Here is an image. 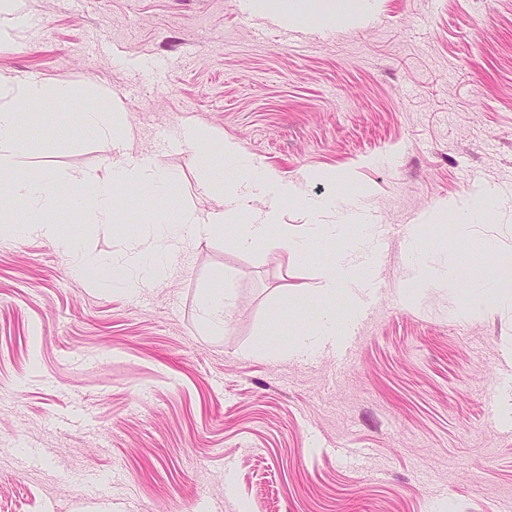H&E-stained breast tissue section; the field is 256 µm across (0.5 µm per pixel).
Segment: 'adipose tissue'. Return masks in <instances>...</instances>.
I'll return each mask as SVG.
<instances>
[{
	"instance_id": "1",
	"label": "adipose tissue",
	"mask_w": 512,
	"mask_h": 512,
	"mask_svg": "<svg viewBox=\"0 0 512 512\" xmlns=\"http://www.w3.org/2000/svg\"><path fill=\"white\" fill-rule=\"evenodd\" d=\"M81 129L92 139L111 144L112 157L103 174L81 178V191L66 195L56 192L58 181L53 172H22L0 192L26 212H36L63 205L79 214L87 205H94L101 220L112 214L116 189L132 186L148 189L156 198H165L169 192L170 176L157 165H142L129 159L124 151V132L106 112H85L81 115ZM42 124L38 119H23L16 106L0 102V151L13 149L21 142L41 138ZM221 157L237 168L245 169L243 178L236 181L224 194V209L218 213L202 214L192 208L181 209L176 222L166 225L162 242L156 251L142 259L128 263L114 279V286L134 291L144 284L164 278L174 258L183 252L189 242L201 235L229 229L234 247L241 252H252L267 244L279 248L285 255L296 258L311 252L316 239H341L343 247L332 261L321 270L322 285L319 294L322 304L317 310L313 327L301 333L289 353L295 358L312 357L335 347L342 336L348 335L352 321L341 322L336 318L333 303L337 293H345L351 302H358L362 293L373 283L370 251L377 240L380 227L376 224L357 222L354 213H344L340 222L330 219L336 207L334 199L321 196H302L300 186L285 178L277 170L251 164L239 147L224 143ZM302 199L307 222L304 228L281 221V200ZM496 202L493 192L482 191L468 199H449L437 204L426 213V222L439 221L444 214L455 213V224L460 233H467L470 224L487 212ZM248 213V223H238L240 213ZM39 235L57 242L71 259L74 271H83L89 259L80 247L77 237L65 233L62 225L21 220L13 212L0 210V238L21 240ZM406 249L411 262L404 274L403 296L411 297L434 283H442L449 290H464L468 310L477 313L490 304L512 305V266L503 265L494 286L479 283L468 277L447 249H440L437 263H429L416 238H408Z\"/></svg>"
}]
</instances>
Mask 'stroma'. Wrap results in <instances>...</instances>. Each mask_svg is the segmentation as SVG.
<instances>
[{"label": "stroma", "instance_id": "35a3bbf8", "mask_svg": "<svg viewBox=\"0 0 512 512\" xmlns=\"http://www.w3.org/2000/svg\"><path fill=\"white\" fill-rule=\"evenodd\" d=\"M13 6L0 78L41 87L18 108L44 133L0 156V181L103 173L111 147L83 135L76 100L172 175L166 200L133 211L118 194L105 223L47 213L88 256L127 262L180 209H220L201 174L237 179L217 164L224 140L305 195L364 198L390 247L343 362L287 355L341 242L288 261L215 232L128 294L44 237L1 240L0 512H512V308L468 317L458 291L400 295L407 234L488 281L501 261L481 242L512 248V0H370L365 24L318 29L249 0ZM187 127L219 140L179 146ZM486 188L499 199L467 237L452 217L422 222ZM222 278L230 314L214 332L201 303Z\"/></svg>", "mask_w": 512, "mask_h": 512}]
</instances>
